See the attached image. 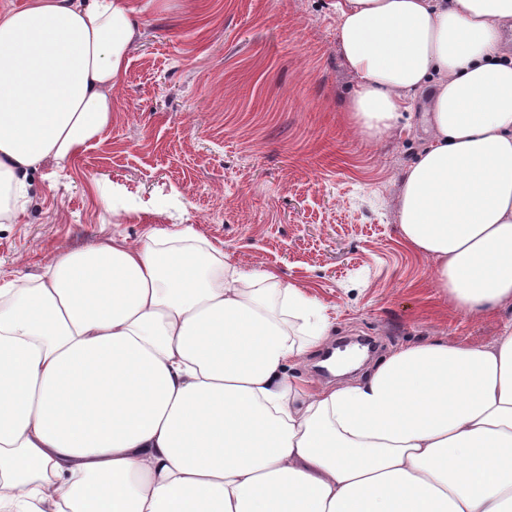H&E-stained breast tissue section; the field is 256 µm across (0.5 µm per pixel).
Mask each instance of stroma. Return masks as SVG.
Here are the masks:
<instances>
[{"mask_svg": "<svg viewBox=\"0 0 512 512\" xmlns=\"http://www.w3.org/2000/svg\"><path fill=\"white\" fill-rule=\"evenodd\" d=\"M137 35L112 92V125L50 188L0 224V277L36 278L61 253L174 223L239 268L271 270L319 300L328 345L372 338L366 360L449 337L483 344L512 320L457 310L435 265L406 245L397 196L426 135L372 141L349 121L357 89L338 49L333 0H135ZM143 203L111 210L102 188Z\"/></svg>", "mask_w": 512, "mask_h": 512, "instance_id": "1", "label": "stroma"}]
</instances>
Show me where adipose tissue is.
<instances>
[{
    "mask_svg": "<svg viewBox=\"0 0 512 512\" xmlns=\"http://www.w3.org/2000/svg\"><path fill=\"white\" fill-rule=\"evenodd\" d=\"M349 111L378 141L426 100L405 242L456 308L512 305V0H335ZM130 0L0 7V220L112 123ZM322 305L192 225L0 284V512H512V325L404 347L313 392Z\"/></svg>",
    "mask_w": 512,
    "mask_h": 512,
    "instance_id": "ef3b65f1",
    "label": "adipose tissue"
}]
</instances>
